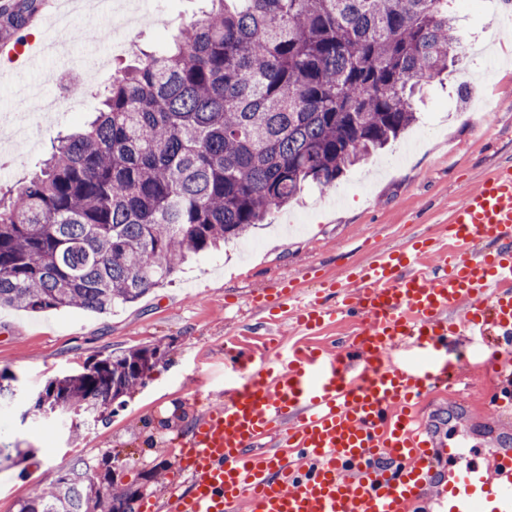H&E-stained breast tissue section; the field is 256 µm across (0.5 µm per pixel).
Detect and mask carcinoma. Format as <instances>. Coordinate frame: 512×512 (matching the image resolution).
Here are the masks:
<instances>
[{
	"instance_id": "cac0c4a2",
	"label": "carcinoma",
	"mask_w": 512,
	"mask_h": 512,
	"mask_svg": "<svg viewBox=\"0 0 512 512\" xmlns=\"http://www.w3.org/2000/svg\"><path fill=\"white\" fill-rule=\"evenodd\" d=\"M209 2L0 197V307L105 313L137 302L398 139L422 82L458 58L449 0ZM40 4L3 0L0 20L14 30ZM164 355L154 344L104 356L49 381L33 409L105 422ZM85 466L31 489L18 512H136L140 489L86 480Z\"/></svg>"
}]
</instances>
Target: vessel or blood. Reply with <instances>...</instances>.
I'll return each mask as SVG.
<instances>
[{"instance_id":"obj_1","label":"vessel or blood","mask_w":512,"mask_h":512,"mask_svg":"<svg viewBox=\"0 0 512 512\" xmlns=\"http://www.w3.org/2000/svg\"><path fill=\"white\" fill-rule=\"evenodd\" d=\"M447 232L455 251L426 238L354 267L337 306L277 291L298 325L341 314L358 322L356 338L254 372L252 356H239L242 382L179 443L190 487L170 494L168 512H410L429 495L441 512H512V472L441 468L458 448L413 413L451 373L444 352L458 328L512 335V165L483 177ZM485 240L494 250H480ZM410 345L428 366L398 359ZM265 438L271 448L257 451Z\"/></svg>"}]
</instances>
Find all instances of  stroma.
<instances>
[{"label": "stroma", "instance_id": "obj_1", "mask_svg": "<svg viewBox=\"0 0 512 512\" xmlns=\"http://www.w3.org/2000/svg\"><path fill=\"white\" fill-rule=\"evenodd\" d=\"M206 0H155L148 25L131 48L108 66L83 74L88 57L105 54L99 31L108 15L71 14L81 36L69 58L41 55L34 67L15 64L0 81V117L37 108L40 96L67 89L82 108L38 128L36 148L0 174V195L15 192L66 130L82 127L122 65L140 50L161 45L201 17ZM459 61L445 79L425 83L417 102L419 120L405 135L367 164L349 170L335 188L305 187L300 199L273 210L262 225L223 250L199 255L171 281L138 302L105 314L63 308L28 312L0 308V371L13 374L18 392L10 416L0 424V443L34 449L32 459L0 469V512H16L32 486L50 484L75 462L89 464L90 476L116 474L142 487L144 505H162L182 487L173 443L241 373L224 366V347L235 344L262 358L260 338L277 336L281 353L305 346L333 347L349 338L353 323L339 319L316 335L301 331L292 318L270 321L251 303L253 292L294 283L316 287V275L343 280L371 255L419 236L441 238L453 207L482 176L512 164V36L487 37L488 29L512 18V4L487 0L485 7L455 0ZM162 344L166 354L144 384L124 398L108 424L94 425L68 414L45 423L32 411L46 382L133 346ZM483 337L449 340L452 364L472 370L465 384L447 381L418 409L422 422L454 432L467 445L481 444L475 422L493 417L497 402L512 397V381L475 371L486 354ZM457 402L449 418V402Z\"/></svg>", "mask_w": 512, "mask_h": 512}]
</instances>
